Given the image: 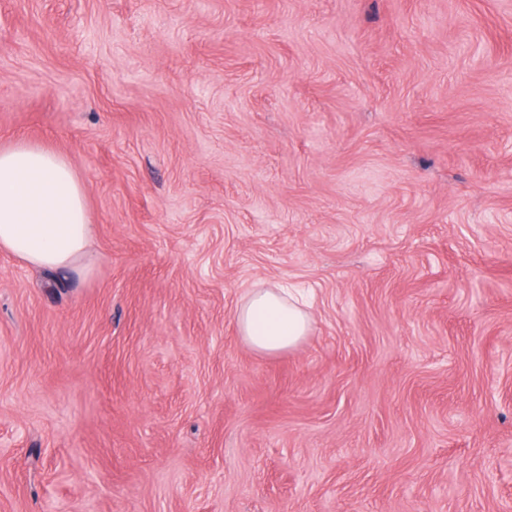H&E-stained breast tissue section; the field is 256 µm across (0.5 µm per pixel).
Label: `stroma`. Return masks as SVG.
I'll use <instances>...</instances> for the list:
<instances>
[{"instance_id": "obj_1", "label": "stroma", "mask_w": 512, "mask_h": 512, "mask_svg": "<svg viewBox=\"0 0 512 512\" xmlns=\"http://www.w3.org/2000/svg\"><path fill=\"white\" fill-rule=\"evenodd\" d=\"M16 140L95 231L0 252V512L512 506V0H0ZM235 321L244 343L263 355L295 348L308 335L311 325L308 312L280 284L250 289L236 310Z\"/></svg>"}]
</instances>
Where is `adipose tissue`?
<instances>
[{"label": "adipose tissue", "mask_w": 512, "mask_h": 512, "mask_svg": "<svg viewBox=\"0 0 512 512\" xmlns=\"http://www.w3.org/2000/svg\"><path fill=\"white\" fill-rule=\"evenodd\" d=\"M93 234L82 181L62 155L26 141L0 146V251L44 271L78 273ZM235 321L244 343L263 355L295 348L311 325L278 284L250 289Z\"/></svg>", "instance_id": "1"}]
</instances>
